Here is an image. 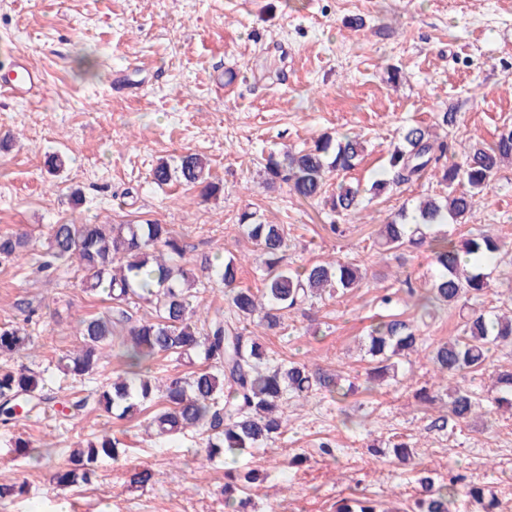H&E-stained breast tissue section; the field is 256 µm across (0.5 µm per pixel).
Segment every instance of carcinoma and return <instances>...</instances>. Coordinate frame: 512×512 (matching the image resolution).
Wrapping results in <instances>:
<instances>
[{"label": "carcinoma", "instance_id": "1", "mask_svg": "<svg viewBox=\"0 0 512 512\" xmlns=\"http://www.w3.org/2000/svg\"><path fill=\"white\" fill-rule=\"evenodd\" d=\"M448 151L447 142L419 124L403 129L400 140L388 152L391 178L375 182L371 190L380 194L420 179L426 172L438 175L437 183L448 189L445 196H429L412 211L405 209L382 225L375 244L397 256L422 247L430 248L434 273L428 288L418 293L408 279L401 281L407 298L421 315L429 316L441 306H455L461 300L477 297L490 287L489 266L509 247L504 240L480 234L463 241L462 246L446 236L433 237L449 224H462L472 214L474 197L487 185L504 161L512 162V127H505L490 145L475 143L461 156L437 168L439 158ZM364 147L359 137L347 133L323 136L311 148L286 150L265 158L266 184L282 183L304 200L323 198L330 211L338 215L356 210L361 204L360 188L340 183L327 193V175L348 172L358 165ZM180 179L200 188L204 196L222 191L210 180L207 161L189 153L172 167L166 162L152 171L153 182L165 185ZM239 224L247 238L261 249L265 266L263 288L254 292L237 286L238 264L230 259L206 269L224 285L232 316L216 313L203 324L195 320L191 304L198 278L185 267L181 240L165 224H84L74 221L55 224L49 235L43 267L56 263H75L84 274L88 290L100 291L115 305L136 298L151 306L155 317L131 326L127 331L123 358L127 377L117 379L100 390L97 403L106 411L124 417L135 413L140 404L161 395L164 407L152 420L157 435L169 437L188 431L206 433L205 453L212 459L220 455L232 461L250 448L282 434L286 427L280 402L287 394L306 397L313 389L346 397L355 385L326 372L312 371L304 363L270 366L259 344L245 336L243 324L257 323L273 331L281 326L282 312L300 309L328 292H347L360 287L362 275L354 263H313L290 269L283 265L287 238L280 224L265 223L252 212H244ZM25 245L22 235H0V260L16 259ZM123 322L112 313L77 321L80 346L59 360L65 375L84 377L94 373L104 351L112 347L114 329ZM422 338L415 322L389 316L370 326L365 336L367 354L374 366L368 373L371 383L398 374L401 360L418 351ZM31 336L24 326H0V354H19L29 349ZM512 345V316L493 318L473 310L464 316L462 334L441 342L431 350V360L441 378L456 377L484 365L492 352ZM160 354L178 358L198 356L204 366L184 377L174 376L157 384L146 362ZM43 379L27 368L0 369V421L7 424L18 416L17 408L44 402ZM512 411V370L494 375V395L484 400L468 388L448 389V413L434 426L448 421L466 423L484 408ZM15 452L39 463L49 452L33 448L25 441L15 444ZM124 453L119 439L104 434L73 451L70 465L54 474L60 486L88 484L96 477L97 463L117 460ZM239 474L227 472L224 496L236 512H247V501H234L239 489ZM419 512H453L458 488L469 498L482 500L483 491L474 482L451 478L439 485L430 476L419 479ZM337 512H377L368 500H346Z\"/></svg>", "mask_w": 512, "mask_h": 512}]
</instances>
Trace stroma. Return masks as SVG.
Instances as JSON below:
<instances>
[{
  "instance_id": "1",
  "label": "stroma",
  "mask_w": 512,
  "mask_h": 512,
  "mask_svg": "<svg viewBox=\"0 0 512 512\" xmlns=\"http://www.w3.org/2000/svg\"><path fill=\"white\" fill-rule=\"evenodd\" d=\"M0 78L20 55L44 83L31 100L0 99V234L28 233L30 245L0 262V324L25 321L32 343L25 355L0 356V368L27 367L45 379V393L86 397L126 366L113 341L96 373L75 381L57 368L77 348L79 317L103 311L86 293L76 265L44 268L49 227L167 224L182 239L194 267L235 259L240 284L262 285L253 244L238 224L243 212L283 225L284 262L342 259L365 274L361 288L323 296L314 307L284 316L278 332L259 331L271 362L293 360L343 379L362 381L370 359L359 339L386 310L381 298L398 279L423 288L431 272L427 250L405 261L378 253L381 224L402 208L443 191L435 179L373 195L401 128L436 127L453 151L492 143L512 124V0H0ZM399 69L390 80V69ZM451 113L452 125L442 123ZM355 132L365 150L329 186L358 184L362 203L332 234L323 200L304 201L286 185L266 187L262 159L286 148L311 147L325 133ZM67 156L48 172L45 155ZM198 153L210 161L221 193L205 198L179 181L157 187L160 160ZM84 203L73 208L72 191ZM492 232L512 241V164L499 168L476 197L466 223L447 227L461 240ZM512 303V253L502 255L489 290L470 300L487 310ZM456 308L420 325L423 349L397 378L371 392L340 399L316 390L284 404L282 436L239 458L255 472L245 492L252 512H336L338 502L367 497L405 512L418 495L420 472L439 480L462 475L512 512V413L473 417L454 434L428 430L443 401L420 405L415 392L434 383L428 351L461 333ZM163 406L147 402L120 418L88 407L72 418L48 405L12 426L0 425V482H25V495L0 501V512H231L224 502V460L202 462L201 432L160 439L146 427ZM109 433L125 452L99 465L90 486L57 487L53 474L78 444ZM47 448L53 460L35 465L14 443ZM336 446L335 457L321 451ZM410 448L406 463L389 444ZM379 445L380 454L369 451ZM147 468L141 488L129 478Z\"/></svg>"
}]
</instances>
